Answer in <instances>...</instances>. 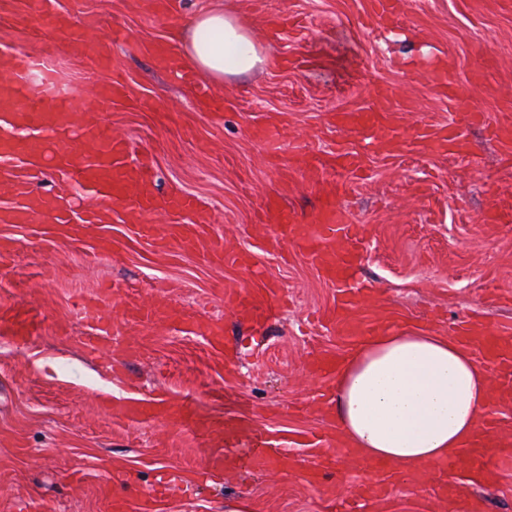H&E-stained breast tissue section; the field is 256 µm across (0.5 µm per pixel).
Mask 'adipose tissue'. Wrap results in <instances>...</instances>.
<instances>
[{
  "label": "adipose tissue",
  "instance_id": "adipose-tissue-1",
  "mask_svg": "<svg viewBox=\"0 0 512 512\" xmlns=\"http://www.w3.org/2000/svg\"><path fill=\"white\" fill-rule=\"evenodd\" d=\"M180 54L216 85L267 63L252 27L222 0L193 14ZM330 393L338 439L361 460L409 476L462 449L491 406L512 405V393H494L485 365L456 339L399 323L357 343Z\"/></svg>",
  "mask_w": 512,
  "mask_h": 512
}]
</instances>
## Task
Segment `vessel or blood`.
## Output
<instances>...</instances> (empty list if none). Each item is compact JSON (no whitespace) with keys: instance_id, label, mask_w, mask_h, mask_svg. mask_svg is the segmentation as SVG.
<instances>
[{"instance_id":"obj_1","label":"vessel or blood","mask_w":512,"mask_h":512,"mask_svg":"<svg viewBox=\"0 0 512 512\" xmlns=\"http://www.w3.org/2000/svg\"><path fill=\"white\" fill-rule=\"evenodd\" d=\"M404 0H374V15L383 23L404 21ZM10 21L27 28L30 39L40 51L31 55L21 49L5 50L10 65L8 77L0 79V191L6 201L0 205L1 224L39 223L51 218L53 223L73 230L88 224L111 223L113 215H122L124 223L133 225L135 234L150 242L158 251L175 246L186 252L203 254L205 259L227 260L240 266L250 265L252 255L245 250L225 253L218 241H206L203 224L186 222V215L196 213L198 198L186 191H176L158 198L154 190L153 166L149 158L130 162L133 145L129 137L112 130L93 113L79 111L75 91L55 78V51L43 39V26L58 30L63 15L56 0H25L22 10L0 6V21ZM79 56L92 59L99 67H108L111 59L99 40L80 39L76 45ZM160 66L171 69L182 81L191 85L198 102L213 109L224 110V99L215 95L210 85L192 70L177 64L167 47L156 50ZM378 107L369 112H341L336 120L342 126L379 137L382 143L399 148L396 129L388 120L389 113L398 111L400 101L394 87L384 85L376 90ZM481 124L487 127L501 145L506 162H512V115L503 113L492 117L474 110L452 118L449 123L424 125L422 141L429 147H452L457 156L475 158L472 145L465 139L463 129ZM60 172L64 182L49 196L35 192L34 172L39 168ZM171 216L166 231L153 224L156 214ZM263 223L274 225L279 236L299 244L303 255L322 279L336 288V301L327 313L328 322L337 327L340 335L354 336L360 328L352 310L364 298V291L351 287L353 272L362 260L360 240L347 218L345 210L327 205L314 223L298 221L293 213L277 204H267ZM276 300L272 283L249 285L225 293L224 304L237 318L254 324L262 323ZM95 331L85 340L90 352L110 347L122 326L130 324L154 326L160 323L195 325L193 313L183 312L160 303L128 302L122 321L108 320L101 313L92 316ZM498 326L476 319L459 324L458 339L477 349L483 360L496 368L505 378H512V351L506 350L498 339ZM118 415L132 422L164 419L168 424L192 433L207 434L219 430L229 437L245 438L243 454L250 467L263 472L270 467H286L296 439L270 434L251 435L242 421L210 419L194 407L166 398L122 399L114 402ZM501 431L496 415H488L469 448L448 458L444 465L449 480L442 484L445 492L455 491L459 472L467 461L477 457L505 465L512 462V453L499 447ZM179 471L163 474L150 489L154 498H164L183 489Z\"/></svg>"}]
</instances>
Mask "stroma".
<instances>
[{"label": "stroma", "mask_w": 512, "mask_h": 512, "mask_svg": "<svg viewBox=\"0 0 512 512\" xmlns=\"http://www.w3.org/2000/svg\"><path fill=\"white\" fill-rule=\"evenodd\" d=\"M74 34L97 33L112 66L97 68L75 56L65 39L60 78L77 92L79 107L147 148L157 192L194 193L211 239L253 253L250 267L207 262L176 249L157 251L131 225L86 226L76 240L42 236L41 226L0 224L14 242L11 263L0 266V319L29 310L40 328L26 340L0 326V512H109L112 495L139 512L143 491L169 468L181 470L193 491L162 502L159 512H225L250 502L252 512H324L322 492L306 481L316 462L296 449L284 471L225 474L198 484L211 451L223 440H202L162 420L132 423L113 415L127 397L194 400L203 413L247 416L252 429L322 434L335 426L312 402L321 379L309 352L342 355L351 339L318 322L333 307L336 289L291 242L273 240L254 217L277 197L304 223L322 206L319 185L337 179L336 203L362 228L363 261L355 286L372 292L356 312L362 327L390 320L424 328L430 316L453 323L482 315L512 335V223L484 214L499 193L512 192V168L481 126L469 127L476 162L428 150L416 138L420 122L443 124L449 113L512 104V0H406V21L380 27L371 0H224L255 30L270 62L264 70L215 87L225 101L220 122L203 112L191 89L157 66L151 50L213 0H58ZM133 35L134 49L113 42L114 28ZM496 63L484 85L469 72L486 54ZM443 68L456 94L437 93L433 72ZM122 75L126 105L98 102L96 84ZM381 85L396 86L406 116L400 150L377 145L332 123L334 113L375 101ZM279 123L268 146L254 126ZM320 154L344 149L362 159L359 171H307L292 164L297 149ZM108 235L118 246L100 255ZM265 279L282 303L259 326L238 323L226 310V289ZM105 298L107 317H121L126 299L197 312L224 325L216 351L181 327L129 330L139 352L120 364L89 352L90 324L81 303ZM325 482L336 496L390 480L384 512H436L447 474L436 468L401 480L334 451ZM481 512H512V466L490 481L468 483Z\"/></svg>", "instance_id": "1"}]
</instances>
